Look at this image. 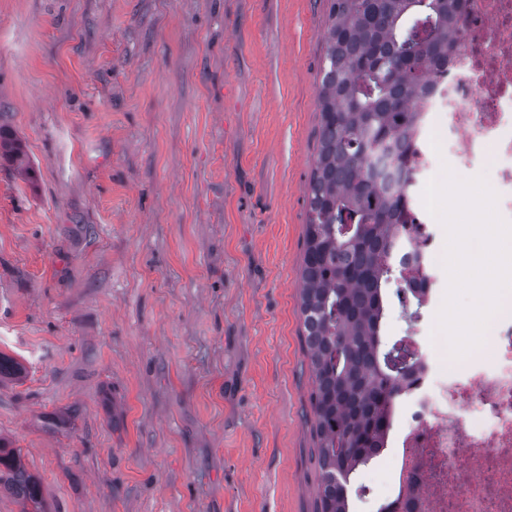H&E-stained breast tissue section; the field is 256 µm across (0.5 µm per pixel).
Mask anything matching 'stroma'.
Returning <instances> with one entry per match:
<instances>
[{"mask_svg": "<svg viewBox=\"0 0 512 512\" xmlns=\"http://www.w3.org/2000/svg\"><path fill=\"white\" fill-rule=\"evenodd\" d=\"M323 0H0V438L47 512H315Z\"/></svg>", "mask_w": 512, "mask_h": 512, "instance_id": "stroma-1", "label": "stroma"}]
</instances>
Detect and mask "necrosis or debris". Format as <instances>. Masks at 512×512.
Returning <instances> with one entry per match:
<instances>
[{
  "mask_svg": "<svg viewBox=\"0 0 512 512\" xmlns=\"http://www.w3.org/2000/svg\"><path fill=\"white\" fill-rule=\"evenodd\" d=\"M448 69L439 74L427 118L402 172L409 192V243L394 264L425 272L424 312L439 302L441 246L422 202L439 175L438 155L479 175L494 150L498 211L512 221V0H466ZM417 358L403 380L392 476L384 512H512V317L497 319L489 342L459 360H440L436 341L401 338Z\"/></svg>",
  "mask_w": 512,
  "mask_h": 512,
  "instance_id": "necrosis-or-debris-1",
  "label": "necrosis or debris"
}]
</instances>
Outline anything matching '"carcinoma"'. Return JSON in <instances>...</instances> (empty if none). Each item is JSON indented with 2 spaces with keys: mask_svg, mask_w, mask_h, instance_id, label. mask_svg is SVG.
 <instances>
[{
  "mask_svg": "<svg viewBox=\"0 0 512 512\" xmlns=\"http://www.w3.org/2000/svg\"><path fill=\"white\" fill-rule=\"evenodd\" d=\"M320 124L308 188L300 312L313 387L316 512H351L359 470L384 447L407 354L387 346L391 294L421 300L393 264L407 201L392 185L424 122L423 92L448 62L462 0H324ZM0 150L19 158L0 126ZM23 366L0 354V381ZM45 512L40 479L0 439V490Z\"/></svg>",
  "mask_w": 512,
  "mask_h": 512,
  "instance_id": "carcinoma-1",
  "label": "carcinoma"
}]
</instances>
